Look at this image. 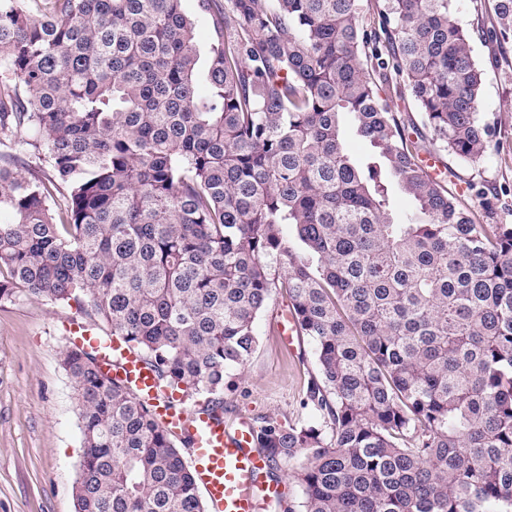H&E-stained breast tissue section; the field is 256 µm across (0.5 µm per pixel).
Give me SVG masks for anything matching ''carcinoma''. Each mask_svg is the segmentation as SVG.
<instances>
[{
  "mask_svg": "<svg viewBox=\"0 0 512 512\" xmlns=\"http://www.w3.org/2000/svg\"><path fill=\"white\" fill-rule=\"evenodd\" d=\"M182 2L0 0V302L73 306L221 409L282 288L317 364L310 421L256 430L271 463L310 457L284 512H512V224L474 223L426 173L371 76L398 78L438 150L488 157L455 0H382L375 20L361 0ZM495 13L512 40V0ZM61 365L77 512H207L98 354Z\"/></svg>",
  "mask_w": 512,
  "mask_h": 512,
  "instance_id": "1",
  "label": "carcinoma"
}]
</instances>
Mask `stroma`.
I'll return each mask as SVG.
<instances>
[{
  "mask_svg": "<svg viewBox=\"0 0 512 512\" xmlns=\"http://www.w3.org/2000/svg\"><path fill=\"white\" fill-rule=\"evenodd\" d=\"M496 0H455L472 33V55L485 72L481 115L495 150L483 162L436 152L441 181L460 194L477 223L512 224V42L487 37ZM488 197L491 211L479 199ZM280 300L259 317L258 346L234 388L223 394L224 419H307V382L316 372L305 337L286 345L277 326ZM74 309L20 296L0 302V512H76L81 435L73 384L60 364L68 343L62 323Z\"/></svg>",
  "mask_w": 512,
  "mask_h": 512,
  "instance_id": "1",
  "label": "stroma"
}]
</instances>
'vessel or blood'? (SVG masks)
I'll return each mask as SVG.
<instances>
[{"label":"vessel or blood","mask_w":512,"mask_h":512,"mask_svg":"<svg viewBox=\"0 0 512 512\" xmlns=\"http://www.w3.org/2000/svg\"><path fill=\"white\" fill-rule=\"evenodd\" d=\"M71 344L98 351L105 368L128 385L154 410L160 425L192 439V468L206 493L211 512H267L282 495L283 484L266 481L265 457L253 448L255 425L242 417L232 424L217 421L206 406L179 407L139 355L119 339L104 340L72 321L66 326Z\"/></svg>","instance_id":"obj_1"}]
</instances>
